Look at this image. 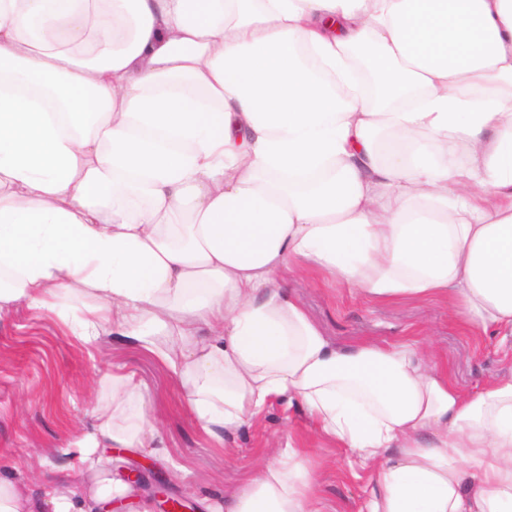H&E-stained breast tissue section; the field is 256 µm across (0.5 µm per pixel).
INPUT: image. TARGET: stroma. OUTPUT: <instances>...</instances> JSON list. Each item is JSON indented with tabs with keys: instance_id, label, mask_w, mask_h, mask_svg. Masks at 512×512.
<instances>
[{
	"instance_id": "1",
	"label": "stroma",
	"mask_w": 512,
	"mask_h": 512,
	"mask_svg": "<svg viewBox=\"0 0 512 512\" xmlns=\"http://www.w3.org/2000/svg\"><path fill=\"white\" fill-rule=\"evenodd\" d=\"M294 297L333 343L367 340L428 343L460 391L468 393L512 374V339L467 333L439 300L379 303L351 288H332L303 277L289 280ZM80 300L58 311H36L18 302L0 312V466L24 486L63 476L65 450L91 433L94 408L112 400V377L130 378L137 397L131 409L145 408L159 423L161 449H103L104 465L122 477L131 464L147 461L152 471L134 485L128 512H157L147 486L166 479L168 492L188 500L194 512L230 497L266 462L273 442L292 438L304 453L302 465L316 469L328 512H359L372 487L368 471H350L346 449L315 438L305 408L278 402L243 424L223 444L201 432L184 406L181 381L155 355L111 333L84 343L64 327L62 315L82 313Z\"/></svg>"
}]
</instances>
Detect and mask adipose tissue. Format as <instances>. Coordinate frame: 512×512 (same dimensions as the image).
Masks as SVG:
<instances>
[{
	"label": "adipose tissue",
	"instance_id": "adipose-tissue-1",
	"mask_svg": "<svg viewBox=\"0 0 512 512\" xmlns=\"http://www.w3.org/2000/svg\"><path fill=\"white\" fill-rule=\"evenodd\" d=\"M293 273L444 299L512 335V0H0V309L156 352L216 443L300 402L361 512H512V377L463 394L424 343L337 346ZM129 378L94 448L159 443ZM293 443L210 512H320ZM128 486L0 512H92Z\"/></svg>",
	"mask_w": 512,
	"mask_h": 512
}]
</instances>
